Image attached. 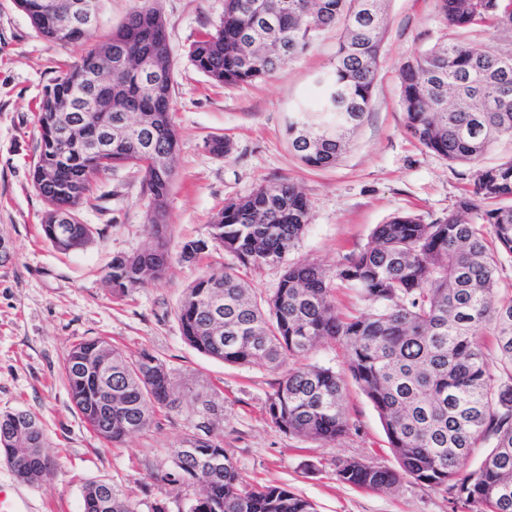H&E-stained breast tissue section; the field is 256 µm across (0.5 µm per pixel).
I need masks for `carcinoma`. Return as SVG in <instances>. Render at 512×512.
Here are the masks:
<instances>
[{"mask_svg":"<svg viewBox=\"0 0 512 512\" xmlns=\"http://www.w3.org/2000/svg\"><path fill=\"white\" fill-rule=\"evenodd\" d=\"M158 0L134 8L112 35L85 49L45 92L38 115L40 153L33 183L51 209H76L92 191L95 164L83 143L56 134L69 115L80 66L122 40L135 57H153L167 70L163 86L140 92L135 78L112 72V121L131 113L112 144L116 163L139 169L151 199L153 244L113 257L106 279L124 296L168 269L167 200L177 163L171 97L172 60ZM250 0H224V18L189 50L193 66L234 86L270 77L306 52L328 29H341L332 70L319 81L321 108L288 118L292 150L311 167L331 166L347 150L369 111L386 28L383 0H269L263 18ZM39 34L54 41L36 8L17 0ZM446 26L512 32V0H437ZM405 128L427 150L450 163L477 166L473 186L448 216L423 222L402 214L375 227L372 242L328 273L311 262L285 268L275 291L263 297L236 273L212 268L185 289L178 310L184 340L228 364L279 367L295 360L268 398V415L290 435L334 443L350 431L343 406L345 376L304 362L319 344L342 346L347 370L378 412L400 469L346 459L339 481L372 491L393 489L402 476L444 491L452 503L478 512H512V295L499 297V271L512 261V159L479 166L496 143L512 142V47L441 41L419 51L399 70ZM54 168L45 182L39 170ZM311 221L308 199L287 181L259 186L225 203L211 224L214 243L244 265L283 261ZM358 292L366 306L340 313L335 284ZM493 337L491 356L483 338ZM71 401L104 442L116 446L150 427L156 409L176 407L170 369L143 351L128 357L105 339L73 345L63 360ZM112 375V395L105 391ZM197 447L173 449L171 482L191 487L190 512H316L284 486L248 482L232 455L200 437ZM0 447L29 448L12 463L37 484L51 473L38 453L46 437L26 411L0 414ZM489 449L481 466L463 470L476 448ZM111 487L108 512H137L107 480L83 488V512H99L97 490Z\"/></svg>","mask_w":512,"mask_h":512,"instance_id":"obj_1","label":"carcinoma"}]
</instances>
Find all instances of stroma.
I'll list each match as a JSON object with an SVG mask.
<instances>
[{
	"instance_id": "obj_1",
	"label": "stroma",
	"mask_w": 512,
	"mask_h": 512,
	"mask_svg": "<svg viewBox=\"0 0 512 512\" xmlns=\"http://www.w3.org/2000/svg\"><path fill=\"white\" fill-rule=\"evenodd\" d=\"M144 0H101L99 23L85 40L45 41L17 0H0V240L10 257L0 262V413L23 410L43 427L50 475L26 485L35 512H82L86 483L106 479L152 512L165 503L178 512L190 488L168 482L172 450L195 436L218 441L248 481L281 484L312 501L317 512H464L443 491L403 478L388 493L342 483L339 461L357 458L397 468L378 413L354 381H347L349 433L333 444L289 435L267 412L281 370L212 359L183 339L177 309L183 291L208 268L236 269L251 288L270 295L282 266L242 267L212 246L196 260L180 257L188 240H205L225 202L260 185L289 179L311 204L312 219L287 262L311 261L332 270L366 247L376 225L400 213L424 222L453 211L472 183L473 166L451 164L425 149L405 129L398 73L417 51L457 39L441 21L436 0H387V26L371 105L355 139L336 164L305 165L291 150L290 112L316 93V80L336 59L340 33L332 29L270 78L222 86L189 61L190 45L219 26L224 0H159L173 62L171 89L178 137L177 175L168 200L166 276L148 279L121 300L105 278L114 256L149 243L150 197L140 171L119 166L99 174L78 208L97 230L95 242L70 253L41 235L49 209L32 169L39 154L36 107L64 65L87 45L112 34ZM229 140L218 157L207 139ZM102 337L129 356L149 351L171 368L177 406L157 412L144 432L116 447L92 432L74 409L62 370L79 341Z\"/></svg>"
}]
</instances>
